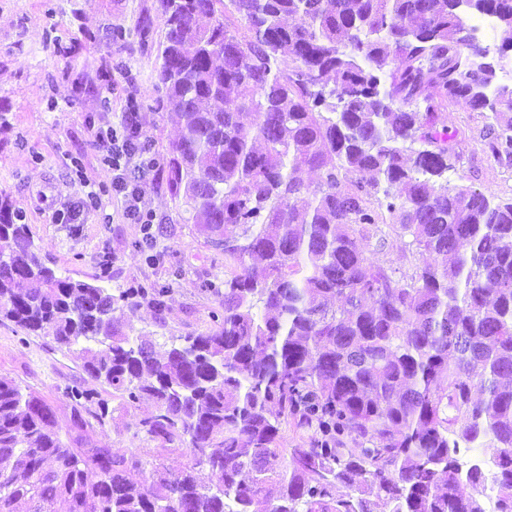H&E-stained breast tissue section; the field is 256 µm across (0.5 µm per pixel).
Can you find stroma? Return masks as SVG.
<instances>
[{"mask_svg": "<svg viewBox=\"0 0 512 512\" xmlns=\"http://www.w3.org/2000/svg\"><path fill=\"white\" fill-rule=\"evenodd\" d=\"M156 6V0H0V198L22 209L40 256L68 276L92 280L107 254L112 289L170 283L164 312L144 303L130 317L134 335L151 339L162 352L173 338L209 330L217 302L201 291L200 282L223 277L224 254L194 239L169 192L166 170L156 167L144 178V205L157 216L155 248L164 259L147 265L132 247L142 237L141 227L113 191L112 170L93 142L96 128L120 121L132 102L138 105V131L153 152L165 153L177 136L175 120L155 105L164 35ZM146 16L152 21L148 40L115 51L110 27L129 30ZM486 122L485 113L449 106L457 159L448 184L510 199L512 166L487 157ZM63 215L70 216V224L60 223ZM363 247L407 274L420 261L391 229L383 246L367 241ZM80 376L76 354L59 350L49 337L0 323V377L49 401L60 429H67L70 419L65 389ZM110 405L111 421L93 427L91 438L119 453L150 457L153 442L133 430L151 411V401L124 410L118 400Z\"/></svg>", "mask_w": 512, "mask_h": 512, "instance_id": "obj_1", "label": "stroma"}]
</instances>
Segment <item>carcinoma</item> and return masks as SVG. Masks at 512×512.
<instances>
[{
	"label": "carcinoma",
	"mask_w": 512,
	"mask_h": 512,
	"mask_svg": "<svg viewBox=\"0 0 512 512\" xmlns=\"http://www.w3.org/2000/svg\"><path fill=\"white\" fill-rule=\"evenodd\" d=\"M156 2L168 185L224 251V286L201 283L214 328L158 357L128 318L170 284L115 295L108 256L94 283L65 276L1 202L0 321L78 351L86 379L65 442L0 378V512H512V199L448 187L453 103L491 112L489 154L512 163V86L457 38L491 16L512 51V0ZM385 226L430 261L398 277L368 256ZM89 380L150 400L135 435L185 467L89 444L111 416ZM490 447L492 470L463 460Z\"/></svg>",
	"instance_id": "1"
}]
</instances>
